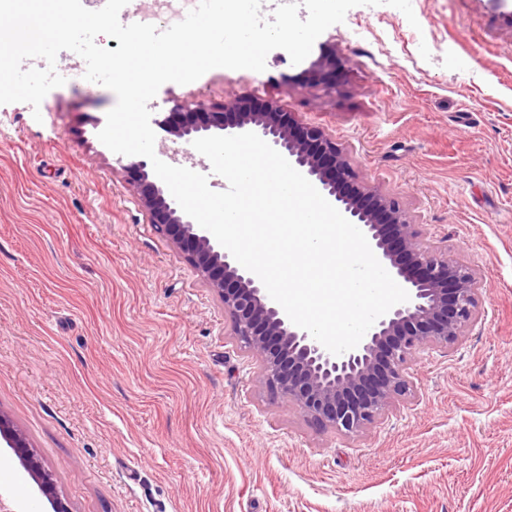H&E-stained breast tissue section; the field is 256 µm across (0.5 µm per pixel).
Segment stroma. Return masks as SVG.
Instances as JSON below:
<instances>
[{
  "instance_id": "obj_1",
  "label": "stroma",
  "mask_w": 512,
  "mask_h": 512,
  "mask_svg": "<svg viewBox=\"0 0 512 512\" xmlns=\"http://www.w3.org/2000/svg\"><path fill=\"white\" fill-rule=\"evenodd\" d=\"M412 7L414 26L354 7L308 61L276 49L265 71L215 68L149 104L161 160L220 191L161 120L196 98L276 102L478 271L481 321L422 352L414 395L358 435L271 395L219 297L147 224L130 157L97 137L110 89L61 54L39 110L0 105V411L73 512H512V0ZM0 498L50 512L4 446Z\"/></svg>"
}]
</instances>
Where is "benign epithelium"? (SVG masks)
<instances>
[{"label": "benign epithelium", "instance_id": "benign-epithelium-1", "mask_svg": "<svg viewBox=\"0 0 512 512\" xmlns=\"http://www.w3.org/2000/svg\"><path fill=\"white\" fill-rule=\"evenodd\" d=\"M163 127L173 143L253 132L281 153L339 212L356 225L409 300L395 305L359 345L333 355L293 324L261 280L241 266L206 229L183 212L148 162L126 167L147 223L153 225L218 295L232 336L259 362L271 394L288 398L320 428L357 434L375 427L414 392L410 368L429 347L456 345L482 317L477 270L421 239L420 224L388 191L370 184L353 196L350 159L322 128L299 125L274 102L213 105L193 100L173 107ZM0 438L12 448L53 512H71L55 493L52 475L25 435L0 411Z\"/></svg>", "mask_w": 512, "mask_h": 512}]
</instances>
